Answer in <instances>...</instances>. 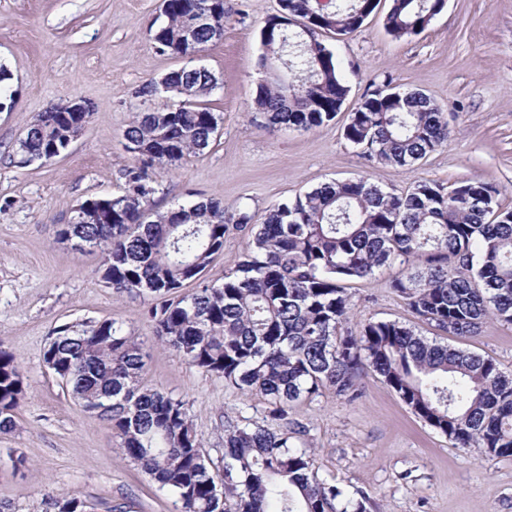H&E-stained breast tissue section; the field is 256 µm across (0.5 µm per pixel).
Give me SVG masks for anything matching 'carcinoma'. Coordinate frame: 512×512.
<instances>
[{
  "mask_svg": "<svg viewBox=\"0 0 512 512\" xmlns=\"http://www.w3.org/2000/svg\"><path fill=\"white\" fill-rule=\"evenodd\" d=\"M368 0H346L333 11L312 0H279L265 26L262 68L254 108L273 128L310 130L336 118L348 94L333 52L320 32L356 33L371 13ZM442 0H392L387 32L400 38L424 31ZM154 36L163 53L191 38L198 51L224 24V0H166ZM13 74L0 64V105L12 109ZM169 101L153 106L156 82L143 84L133 120L124 131L134 164L123 193L81 204L78 224L65 228L103 255L102 279L116 291L165 300L146 317L156 335L189 364L224 377L237 389L267 397L269 414L288 421L280 432L231 423L224 429V477L229 499L211 473L203 442L185 403L142 384L145 353L123 325L104 320L81 329L57 327L44 365L87 410L112 422L123 454L162 488L181 512H367L371 500L317 478L314 460L294 448L306 432L290 418L298 402L331 388L351 400L359 380L379 375L421 419L457 448H483L512 457V374L491 357L431 342L390 321L342 331L348 318L347 283L398 265L391 288L423 319L450 336H472L486 320L512 325V210L499 208L500 191L481 181L444 187L417 182L396 195L361 176L332 180L273 205L263 215L234 216L215 199L181 205L144 219L154 192L150 170L207 148L219 118L208 104L216 76L204 66L164 75ZM88 112H41L20 140L23 161H50L49 150L78 138ZM344 138L381 164L411 167L448 143L441 108L419 91L387 98L375 90L349 114ZM247 236L244 252L219 285L180 297L224 250L228 225ZM22 368L0 348V432L14 429L25 396ZM53 512H87L73 495L47 496Z\"/></svg>",
  "mask_w": 512,
  "mask_h": 512,
  "instance_id": "carcinoma-1",
  "label": "carcinoma"
}]
</instances>
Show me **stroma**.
Segmentation results:
<instances>
[{
    "instance_id": "35a3bbf8",
    "label": "stroma",
    "mask_w": 512,
    "mask_h": 512,
    "mask_svg": "<svg viewBox=\"0 0 512 512\" xmlns=\"http://www.w3.org/2000/svg\"><path fill=\"white\" fill-rule=\"evenodd\" d=\"M162 0H0V63L13 73L16 103L0 112V346L20 363L26 395L14 431L0 433V512H45L46 494L77 495L88 512H180L181 505L120 450L109 421L86 411L43 363L54 329L65 323L122 322L146 352L143 383L181 399L200 435L216 482L224 480L226 423L275 430L261 394L190 365L161 343L145 315L149 295L119 293L101 278L98 250L79 252L59 232L88 198L121 193L133 159L124 131L135 92L183 67L156 50ZM224 36L199 63L219 85L212 100L219 134L203 151L153 169L154 208L164 213L203 197L229 213L261 214L330 180L363 176L406 192L426 179L480 180L512 209V0H447L421 33L396 38L385 27L391 0L353 35L320 33L349 92L334 121L308 130L265 126L252 99L264 73L260 30L278 0H226ZM420 91L443 109L454 136L417 165H383L343 136L348 115L383 86ZM92 107L82 134L54 161L22 162L17 152L34 116L54 104ZM229 229L223 251L182 294L221 284L245 248ZM393 270L350 283L348 330L397 321L449 347L493 357L512 372V326L489 321L474 336H449L418 317L390 286ZM295 439L320 480L365 490L379 512H512V459L457 448L415 415L375 374L348 400L324 389L292 412Z\"/></svg>"
}]
</instances>
